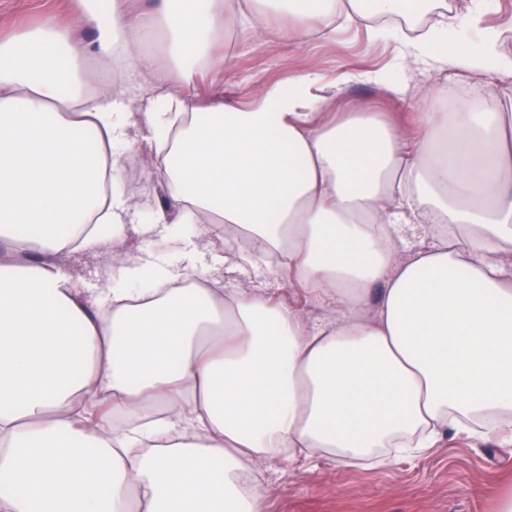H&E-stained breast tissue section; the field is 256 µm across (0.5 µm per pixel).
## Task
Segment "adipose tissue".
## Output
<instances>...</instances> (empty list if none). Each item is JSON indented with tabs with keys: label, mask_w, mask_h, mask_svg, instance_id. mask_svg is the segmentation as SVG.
<instances>
[{
	"label": "adipose tissue",
	"mask_w": 512,
	"mask_h": 512,
	"mask_svg": "<svg viewBox=\"0 0 512 512\" xmlns=\"http://www.w3.org/2000/svg\"><path fill=\"white\" fill-rule=\"evenodd\" d=\"M76 0L0 39V512H267L254 463L322 455L340 466L388 448L431 447L441 429L497 435L512 423V100L449 112L443 90L413 108L416 134L355 101L334 112L307 91L320 72L263 85L238 105L195 74L223 72L227 32L297 46L354 12L371 32L413 0ZM483 0L436 20L414 59L452 58L512 79ZM94 31L86 40L84 31ZM163 54L166 65L154 62ZM141 94L177 160L160 169L167 211L200 238L233 224L285 255L325 323L265 292L225 291L143 267L92 306L57 264L97 250L94 227L128 216L118 158ZM72 224L68 241L54 228ZM19 224L41 226L20 242ZM427 248L401 253L410 239Z\"/></svg>",
	"instance_id": "ef3b65f1"
}]
</instances>
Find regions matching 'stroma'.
I'll return each mask as SVG.
<instances>
[{"label":"stroma","instance_id":"1","mask_svg":"<svg viewBox=\"0 0 512 512\" xmlns=\"http://www.w3.org/2000/svg\"><path fill=\"white\" fill-rule=\"evenodd\" d=\"M53 13L75 16L72 0H0V35L10 36ZM374 38L356 22L342 24L332 38L311 36L299 47H285L265 35L236 37L234 58L224 68V96L233 102L255 101L261 81L287 82L311 69L329 81L315 85L317 93L336 98L337 111L363 101L389 122H411L412 103L430 89H446L458 106H492L495 99L512 97V81L501 80L494 66L482 78L457 69L452 62L426 60L409 66L407 39L416 25L410 20L383 24ZM349 83H342L343 75ZM405 88L394 95L391 84ZM138 186L131 190L137 219L121 230H108L110 256L69 250L60 258L62 270L72 275L83 296L94 298L123 273L130 259L185 267L192 253L196 226L168 225L157 233L148 219L167 204V189L156 175L157 160L150 150L133 158ZM223 229H216L198 267H217L228 288H269L276 298L297 308L310 323L327 312L312 302L302 284L273 280L266 265L226 260ZM260 480L267 495V512H497L500 499L512 492V442L496 437L444 431L433 448L417 456H399L381 466H338L315 456L291 462L276 459L260 464Z\"/></svg>","mask_w":512,"mask_h":512}]
</instances>
